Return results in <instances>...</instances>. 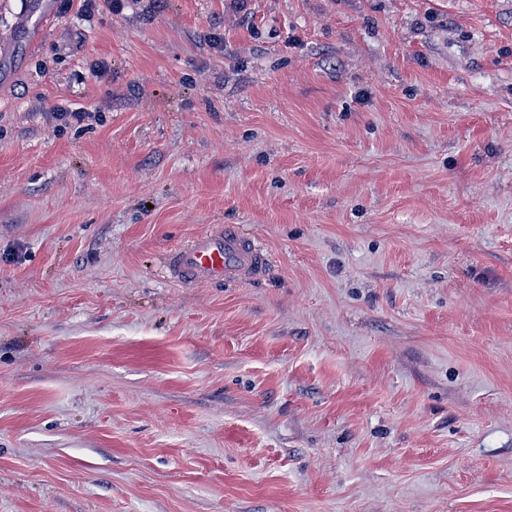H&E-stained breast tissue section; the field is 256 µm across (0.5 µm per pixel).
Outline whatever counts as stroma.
I'll return each mask as SVG.
<instances>
[{
  "label": "stroma",
  "mask_w": 512,
  "mask_h": 512,
  "mask_svg": "<svg viewBox=\"0 0 512 512\" xmlns=\"http://www.w3.org/2000/svg\"><path fill=\"white\" fill-rule=\"evenodd\" d=\"M0 512H512V0H0ZM163 260L172 280L193 285L251 282L263 276L269 263L255 238L235 224L205 231L171 249Z\"/></svg>",
  "instance_id": "1"
}]
</instances>
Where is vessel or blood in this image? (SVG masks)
Listing matches in <instances>:
<instances>
[{"label": "vessel or blood", "mask_w": 512, "mask_h": 512, "mask_svg": "<svg viewBox=\"0 0 512 512\" xmlns=\"http://www.w3.org/2000/svg\"><path fill=\"white\" fill-rule=\"evenodd\" d=\"M268 263L255 238L234 224L218 225L164 256L169 277L193 285L251 282L263 276Z\"/></svg>", "instance_id": "1"}]
</instances>
